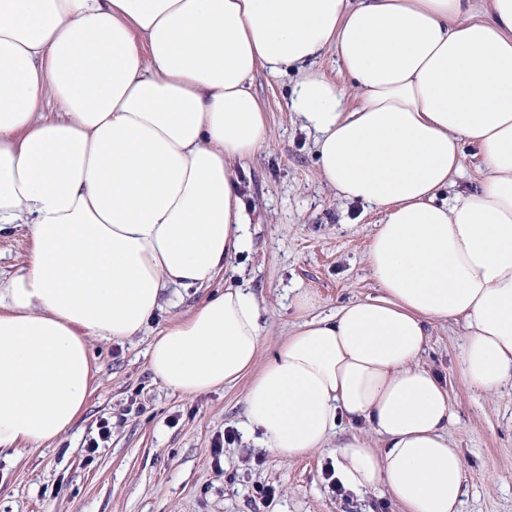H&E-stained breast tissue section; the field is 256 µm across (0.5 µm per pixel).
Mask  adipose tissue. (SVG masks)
Returning a JSON list of instances; mask_svg holds the SVG:
<instances>
[{
    "mask_svg": "<svg viewBox=\"0 0 512 512\" xmlns=\"http://www.w3.org/2000/svg\"><path fill=\"white\" fill-rule=\"evenodd\" d=\"M331 47L348 85L313 67ZM287 68L318 176L384 214L378 293L270 347L257 295L228 286L154 337L149 368L186 396L247 380L269 452L325 451L346 490L458 512L457 414L422 356L459 321L465 381L512 384V0H0V231L32 242L0 284V451L60 439L91 342L139 334L167 289L249 250L238 166L270 138L251 82ZM467 145L484 177L442 199Z\"/></svg>",
    "mask_w": 512,
    "mask_h": 512,
    "instance_id": "adipose-tissue-1",
    "label": "adipose tissue"
}]
</instances>
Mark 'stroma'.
I'll use <instances>...</instances> for the list:
<instances>
[{"mask_svg":"<svg viewBox=\"0 0 512 512\" xmlns=\"http://www.w3.org/2000/svg\"><path fill=\"white\" fill-rule=\"evenodd\" d=\"M298 78L257 71L251 90L270 128L269 146L246 163L251 247L235 272L182 291L137 335L95 341L92 391L76 423L35 451L0 452V512H399L380 493L333 491L326 452L288 459L242 434L246 382L185 396L155 379L148 348L174 318L191 313L230 284L254 291L268 342L288 337L306 318L293 289L318 297L317 314L377 292L365 254L383 215L337 197L317 175L314 136L289 108ZM28 227L0 232V276L21 268ZM463 326L433 325L422 361L448 387L458 416L451 438L465 465L460 512H512V388L485 393L460 375ZM112 436L96 453L85 444L101 419ZM236 430L235 442L224 433Z\"/></svg>","mask_w":512,"mask_h":512,"instance_id":"obj_1","label":"stroma"}]
</instances>
